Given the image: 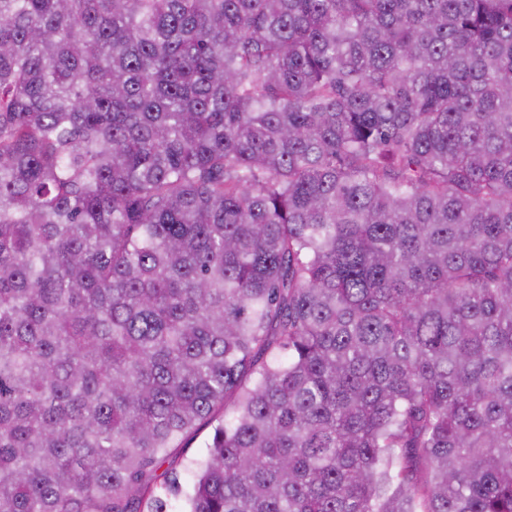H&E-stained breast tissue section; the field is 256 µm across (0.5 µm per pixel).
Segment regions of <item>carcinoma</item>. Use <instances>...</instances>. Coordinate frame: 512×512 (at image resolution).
<instances>
[{
	"instance_id": "obj_1",
	"label": "carcinoma",
	"mask_w": 512,
	"mask_h": 512,
	"mask_svg": "<svg viewBox=\"0 0 512 512\" xmlns=\"http://www.w3.org/2000/svg\"><path fill=\"white\" fill-rule=\"evenodd\" d=\"M170 496L512 512V0H0V512Z\"/></svg>"
}]
</instances>
